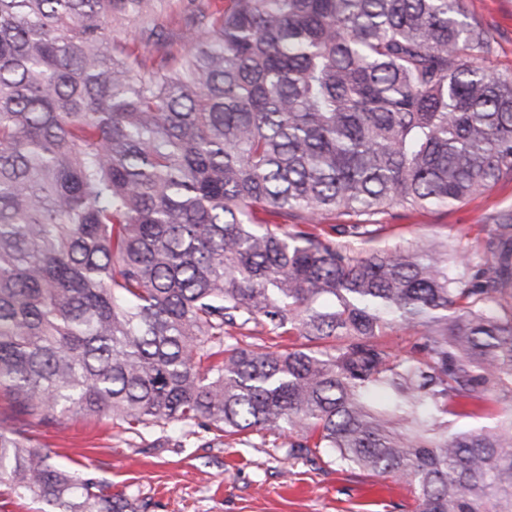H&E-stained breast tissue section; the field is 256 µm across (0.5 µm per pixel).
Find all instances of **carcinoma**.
<instances>
[{
    "label": "carcinoma",
    "instance_id": "carcinoma-1",
    "mask_svg": "<svg viewBox=\"0 0 512 512\" xmlns=\"http://www.w3.org/2000/svg\"><path fill=\"white\" fill-rule=\"evenodd\" d=\"M179 40L154 0H0V483L139 512L31 435L104 414L161 448L276 432L406 480L415 512H512V212L475 274L444 243L334 239L512 182L491 34L466 0H187Z\"/></svg>",
    "mask_w": 512,
    "mask_h": 512
}]
</instances>
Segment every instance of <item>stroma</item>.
I'll use <instances>...</instances> for the list:
<instances>
[{
	"label": "stroma",
	"mask_w": 512,
	"mask_h": 512,
	"mask_svg": "<svg viewBox=\"0 0 512 512\" xmlns=\"http://www.w3.org/2000/svg\"><path fill=\"white\" fill-rule=\"evenodd\" d=\"M466 7L493 35L488 65L512 74V0H467ZM496 209H512V183L488 195L448 209L410 212L393 208L383 216L390 229L364 243L346 239L358 251L407 249L422 239L448 241L480 264L482 245ZM54 461L80 463L111 484L113 491L137 496L141 512H414L407 484L330 461L285 455V440L267 435L265 446L252 448L237 438L200 448H151L118 422L101 415H68L37 433Z\"/></svg>",
	"instance_id": "1"
}]
</instances>
